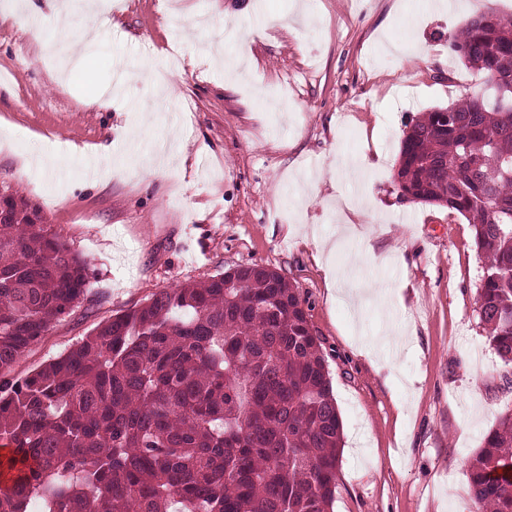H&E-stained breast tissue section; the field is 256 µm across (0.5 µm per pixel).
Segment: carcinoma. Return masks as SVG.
<instances>
[{"instance_id": "1", "label": "carcinoma", "mask_w": 512, "mask_h": 512, "mask_svg": "<svg viewBox=\"0 0 512 512\" xmlns=\"http://www.w3.org/2000/svg\"><path fill=\"white\" fill-rule=\"evenodd\" d=\"M452 48L491 94L402 140L400 196L447 207L488 258L477 297L512 363V21ZM89 262L0 196V512H327L343 422L298 286L239 265L153 293L23 377L14 366L90 292ZM472 512H512V412L469 467Z\"/></svg>"}]
</instances>
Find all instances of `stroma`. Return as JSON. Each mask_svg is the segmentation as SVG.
Listing matches in <instances>:
<instances>
[{
	"label": "stroma",
	"mask_w": 512,
	"mask_h": 512,
	"mask_svg": "<svg viewBox=\"0 0 512 512\" xmlns=\"http://www.w3.org/2000/svg\"><path fill=\"white\" fill-rule=\"evenodd\" d=\"M102 2V29L72 5L77 65L65 36L35 37L47 18L0 0V195L89 262L93 297L15 375L159 289L270 266L306 300L343 420L330 512H471L468 462L512 409V366L478 316L471 225L401 200L394 172L408 125L482 89L454 36L512 0ZM97 90L109 108L85 105ZM162 143L168 167L149 168Z\"/></svg>",
	"instance_id": "1"
}]
</instances>
